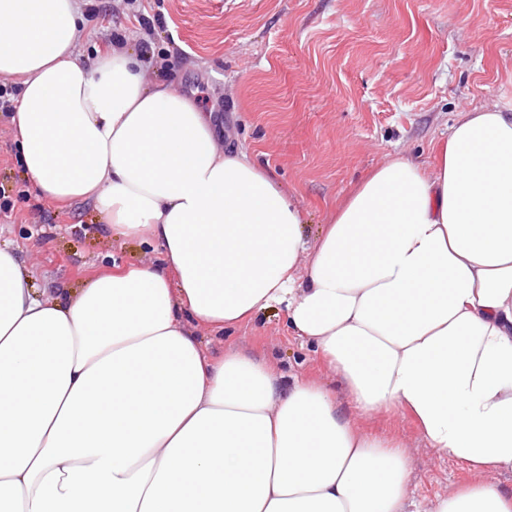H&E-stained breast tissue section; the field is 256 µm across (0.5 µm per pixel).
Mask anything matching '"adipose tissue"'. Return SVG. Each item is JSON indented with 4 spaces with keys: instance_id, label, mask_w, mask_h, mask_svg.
<instances>
[{
    "instance_id": "adipose-tissue-1",
    "label": "adipose tissue",
    "mask_w": 512,
    "mask_h": 512,
    "mask_svg": "<svg viewBox=\"0 0 512 512\" xmlns=\"http://www.w3.org/2000/svg\"><path fill=\"white\" fill-rule=\"evenodd\" d=\"M80 18L0 0L19 161L162 261L50 300L0 246V512H512L489 479L512 472V113H460L433 163L394 155L310 242L296 197L126 45L81 62ZM279 305L352 414L203 351L199 329ZM397 411L472 481L413 499L401 445L354 422Z\"/></svg>"
}]
</instances>
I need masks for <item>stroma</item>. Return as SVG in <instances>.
<instances>
[{
    "label": "stroma",
    "instance_id": "1",
    "mask_svg": "<svg viewBox=\"0 0 512 512\" xmlns=\"http://www.w3.org/2000/svg\"><path fill=\"white\" fill-rule=\"evenodd\" d=\"M154 22L145 33L137 17ZM150 36V83L162 82L213 116L225 147L249 149L306 214L315 239L353 187L391 156L433 162L460 112L512 107V0H82L76 52L84 62ZM180 55L174 69L167 55ZM0 189L13 203L0 232L33 287L79 290L113 262L156 261L138 239L111 233L89 201L40 197L17 163L0 113ZM213 354L243 348L283 377L336 388L326 364L270 309L231 335L201 331ZM370 435L404 445L410 489L432 501L468 483L466 467L429 448L402 413L363 418Z\"/></svg>",
    "mask_w": 512,
    "mask_h": 512
}]
</instances>
